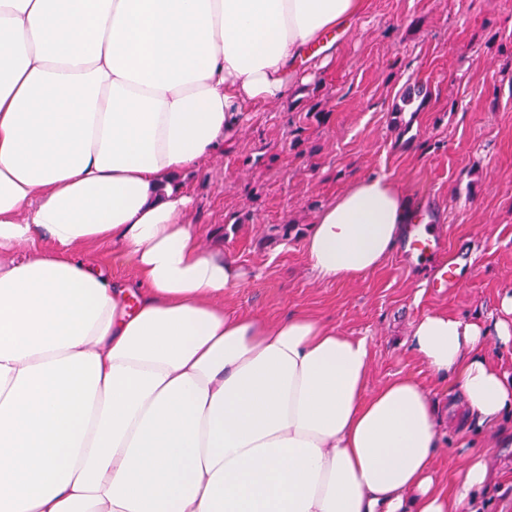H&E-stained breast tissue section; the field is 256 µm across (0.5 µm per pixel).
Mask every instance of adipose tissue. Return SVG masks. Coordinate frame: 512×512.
I'll return each instance as SVG.
<instances>
[{
    "label": "adipose tissue",
    "mask_w": 512,
    "mask_h": 512,
    "mask_svg": "<svg viewBox=\"0 0 512 512\" xmlns=\"http://www.w3.org/2000/svg\"><path fill=\"white\" fill-rule=\"evenodd\" d=\"M366 0H0V512H476L466 457L438 486L445 415L408 376L368 389L366 338L224 306L245 281L187 219L180 172L250 106L329 61ZM419 211L356 179L305 237L317 280L380 267ZM132 262L115 278L81 247ZM491 323L430 313L408 344L466 435L512 418V295Z\"/></svg>",
    "instance_id": "adipose-tissue-1"
}]
</instances>
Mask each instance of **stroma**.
I'll list each match as a JSON object with an SVG mask.
<instances>
[{
  "label": "stroma",
  "mask_w": 512,
  "mask_h": 512,
  "mask_svg": "<svg viewBox=\"0 0 512 512\" xmlns=\"http://www.w3.org/2000/svg\"><path fill=\"white\" fill-rule=\"evenodd\" d=\"M377 173L443 225L453 286L399 252L355 281L314 278L304 241L320 206ZM179 181L205 243L247 275L225 307L270 322L308 313L368 337L369 388L408 375L451 409L447 383L406 338L428 313L492 321L512 295V0H367L327 65L244 113L223 150ZM484 455L493 480L479 512H512V447Z\"/></svg>",
  "instance_id": "stroma-1"
}]
</instances>
